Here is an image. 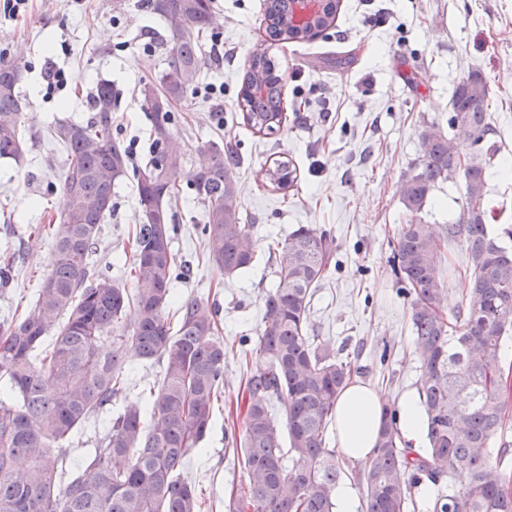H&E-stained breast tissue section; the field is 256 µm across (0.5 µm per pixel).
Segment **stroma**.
<instances>
[{
  "label": "stroma",
  "mask_w": 512,
  "mask_h": 512,
  "mask_svg": "<svg viewBox=\"0 0 512 512\" xmlns=\"http://www.w3.org/2000/svg\"><path fill=\"white\" fill-rule=\"evenodd\" d=\"M262 3L215 0L202 85L223 89L224 106L214 113L188 96L171 125L190 169L203 162L209 142L237 145L235 175L242 209L256 222V261L229 277L209 263L197 230L205 204L179 176L182 191L169 206L179 226L172 250L183 276L172 284L169 319L178 321L176 305L189 298L219 303L224 391L237 394L246 377L241 343L259 335L264 298L275 284L272 247L302 224L327 230L339 246L336 267L314 292L309 333L342 350L357 380L378 387L384 402L399 403L422 376L411 298L393 268V243L408 218L399 185L422 153V131L430 124L447 129L452 89L473 72L488 85L500 146L487 198L497 223L512 224V0H341L327 34L272 50L286 77V106L303 104L274 136L254 134L238 108L244 64L263 32ZM167 36L165 19L143 10L140 0H32L18 16L0 10V56L28 69L21 87L28 152L18 164L0 160V261L14 266L10 285L0 289V320L34 303L52 267V241L38 227L63 210L66 155L50 127L89 121L92 93L112 82L119 93L112 134L135 164L145 163L153 122L140 89L164 68ZM55 65L73 80L50 93L45 75ZM284 157L295 164L298 181L277 191L262 170ZM464 193L462 180L438 183L421 220L438 228L455 222ZM113 203L94 259L118 276L130 268L126 243L140 219L132 177L117 185ZM442 267L448 302L457 304L471 283L464 247L445 249ZM230 427L225 408L215 407L210 431L183 461L181 476L195 486L205 512H224V495L240 475L226 449Z\"/></svg>",
  "instance_id": "stroma-1"
}]
</instances>
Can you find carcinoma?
Here are the masks:
<instances>
[{"label":"carcinoma","instance_id":"carcinoma-1","mask_svg":"<svg viewBox=\"0 0 512 512\" xmlns=\"http://www.w3.org/2000/svg\"><path fill=\"white\" fill-rule=\"evenodd\" d=\"M214 0H142L169 25L166 67L143 84V108L153 117L150 159L134 171L140 213L128 239L135 288L112 278L92 259L93 247L119 180L127 176L128 147L112 136L118 94L108 81L91 100L85 124L55 123L51 135L65 150L61 179L63 224L53 237L55 262L42 279L34 307L0 322V512H201L192 483L179 468L210 430L214 404L224 393V338L219 309L189 300L179 327L165 313L173 303L177 262L172 251L176 217L168 201L178 192L184 156L172 141L171 113L201 77V38L213 21ZM295 0H264L263 39L252 50L239 91L244 120L257 133L281 130L284 77L270 49L314 39L335 27L340 0H329L313 25H292ZM26 66L0 59V159L20 161L26 144L19 88ZM487 83L476 72L453 88L448 128L475 148L461 160L453 140L436 125L421 135L415 173L405 176L401 199L410 219L397 234L393 266L412 295L411 321L423 375L419 395L427 417L424 452L399 436L397 409L386 404L372 456L358 471L365 512H512V476L500 470L508 449L491 458L512 397L499 367L503 336L512 332V248L488 221L486 177L497 154L491 136ZM207 162L187 173L206 203L202 235L210 262L229 276L254 262L255 225L242 212L234 175L239 158L230 144L211 142ZM462 177L464 203L441 237L419 218L438 182ZM265 178L278 190L297 182L291 160H277ZM467 252L471 286L465 301L447 311L442 282V240ZM336 241L325 230L299 226L275 259L276 283L266 295L262 327L245 351L243 428L228 444L242 475L224 500L225 512H333L342 467L326 427L340 392L351 383V362L308 334L313 290L329 274ZM135 308L136 319L126 321ZM66 320L59 321L60 316ZM51 343L35 354L44 339ZM135 352L162 362L157 391L143 405L129 399L126 358ZM284 407L279 424L269 402ZM108 419L99 447L66 469L71 435L92 417ZM152 424H147L146 417ZM286 428L289 448L282 446ZM465 472L456 487L452 475Z\"/></svg>","mask_w":512,"mask_h":512}]
</instances>
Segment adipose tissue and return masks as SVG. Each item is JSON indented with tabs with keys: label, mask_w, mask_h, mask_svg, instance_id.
Returning a JSON list of instances; mask_svg holds the SVG:
<instances>
[{
	"label": "adipose tissue",
	"mask_w": 512,
	"mask_h": 512,
	"mask_svg": "<svg viewBox=\"0 0 512 512\" xmlns=\"http://www.w3.org/2000/svg\"><path fill=\"white\" fill-rule=\"evenodd\" d=\"M382 395L372 386L354 383L336 399L333 409L337 449L351 460L368 459L381 425ZM399 431L412 447L426 439V417L416 392L404 393L398 409Z\"/></svg>",
	"instance_id": "ef3b65f1"
}]
</instances>
